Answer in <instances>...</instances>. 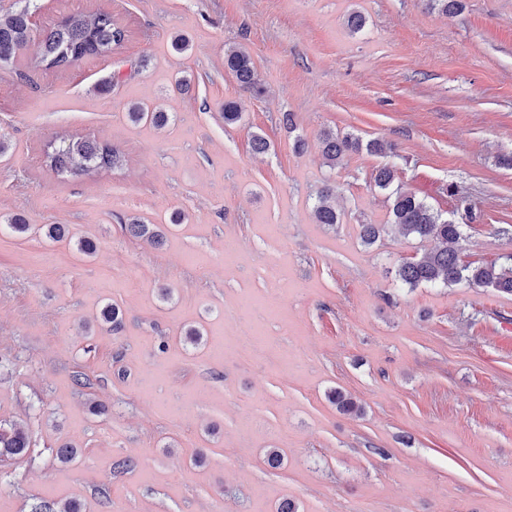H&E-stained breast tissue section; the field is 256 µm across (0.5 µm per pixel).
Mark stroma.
<instances>
[{"instance_id":"1","label":"stroma","mask_w":512,"mask_h":512,"mask_svg":"<svg viewBox=\"0 0 512 512\" xmlns=\"http://www.w3.org/2000/svg\"><path fill=\"white\" fill-rule=\"evenodd\" d=\"M463 3L445 16L427 0H36V26L105 9L127 37L27 83L0 69V219L31 226L18 235L0 222V426L29 438L25 456L0 461V512L43 500L275 512L283 499L298 512H512V295L407 288L395 270L423 243L359 239L360 225L388 219L371 175L391 165L405 190L466 224L463 260L512 253L501 232L512 167L500 163L512 156V0ZM354 10L367 23L352 35ZM176 34L190 51L172 49ZM232 42L250 51L263 94L225 71ZM184 75L188 94L175 86ZM228 99L240 124L224 123ZM132 100L177 119L132 124ZM325 129L393 149L332 171ZM255 133L268 153L252 152ZM70 137L110 143L122 166L58 179L44 149ZM327 181L344 212L333 227L311 219ZM176 210L186 220L174 228ZM131 215L161 228L160 248L122 232ZM45 224L66 225L67 240L49 242ZM83 238L94 257L78 251ZM108 304L122 317L115 332L97 321ZM245 328L262 355L240 352ZM336 389L363 415L341 413ZM66 443L80 453L63 464ZM271 448L284 457L276 469ZM123 458L134 466L116 472Z\"/></svg>"}]
</instances>
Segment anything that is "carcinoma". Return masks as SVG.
Returning <instances> with one entry per match:
<instances>
[{
  "instance_id": "carcinoma-1",
  "label": "carcinoma",
  "mask_w": 512,
  "mask_h": 512,
  "mask_svg": "<svg viewBox=\"0 0 512 512\" xmlns=\"http://www.w3.org/2000/svg\"><path fill=\"white\" fill-rule=\"evenodd\" d=\"M34 9V0H19L15 10L0 14V68L14 66L18 53L35 39L39 52L34 67L42 71L66 68L88 56H109L124 40L123 31L115 26L112 14L107 11L74 13L38 29L31 21ZM224 69L240 87L257 95L262 93L255 62L244 45L225 46ZM126 116L135 125L156 129L173 122L171 113L145 101L130 103ZM320 142L324 163L331 170L343 166L345 158L354 153L386 150L379 140L365 143L353 134L340 136L332 131L323 132ZM44 155L50 169L61 176L78 177L112 170L123 163L122 155L112 145L89 139L66 141L59 148L44 151ZM373 181L379 189L390 191L388 223L396 226L405 237L435 242L432 249L398 265L397 277L403 285L449 287L464 283L512 295V256H505L500 262L463 261L458 245L465 237L464 225L443 217L416 194L393 187L395 171L389 166L377 169ZM312 217L316 224L342 223L341 213L336 209L335 187L327 184L318 192ZM124 229L130 236L150 245L159 246L163 242L162 234L139 217H128ZM383 230L382 224L360 225L361 242L366 246L374 245ZM331 398L339 410L357 417L362 415L363 408L342 391H334ZM28 448L29 439L24 430L16 426L0 428V458L23 456Z\"/></svg>"
}]
</instances>
